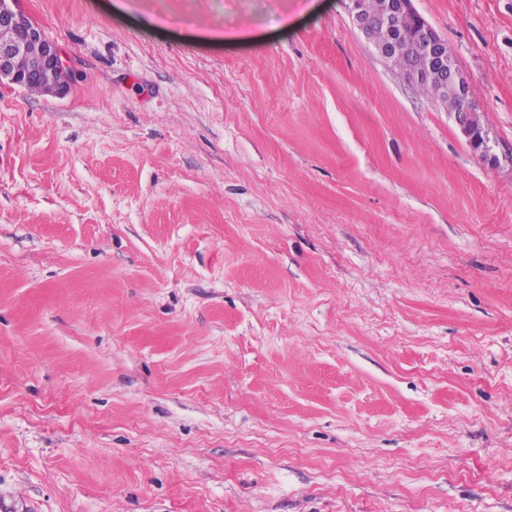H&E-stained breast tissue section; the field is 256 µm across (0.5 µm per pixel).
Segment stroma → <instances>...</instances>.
Segmentation results:
<instances>
[{
    "label": "stroma",
    "mask_w": 512,
    "mask_h": 512,
    "mask_svg": "<svg viewBox=\"0 0 512 512\" xmlns=\"http://www.w3.org/2000/svg\"><path fill=\"white\" fill-rule=\"evenodd\" d=\"M18 5L0 512H512V0H413L487 159L348 0ZM15 2L0 0V81L5 79L36 95L38 86L29 88L35 78L40 80L42 94L63 93L70 86L71 78L65 54L40 26L13 7ZM32 45L39 46V55L27 69H20L18 61L28 55Z\"/></svg>",
    "instance_id": "stroma-1"
}]
</instances>
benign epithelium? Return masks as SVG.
<instances>
[{
	"mask_svg": "<svg viewBox=\"0 0 512 512\" xmlns=\"http://www.w3.org/2000/svg\"><path fill=\"white\" fill-rule=\"evenodd\" d=\"M15 2L0 0V81L26 90L35 78L42 93H63L71 78L65 54L40 26L13 7ZM348 2L354 27L388 64L413 71L418 84L436 81L444 95L463 102L462 109L448 116L473 152L487 157L490 146L470 84L448 52V41L414 9L413 0H386L380 11L369 10L366 0ZM407 16L414 19L410 32L402 27Z\"/></svg>",
	"mask_w": 512,
	"mask_h": 512,
	"instance_id": "7a95c632",
	"label": "benign epithelium"
}]
</instances>
